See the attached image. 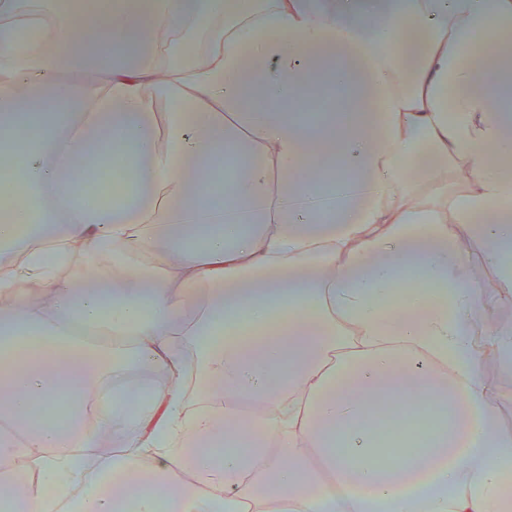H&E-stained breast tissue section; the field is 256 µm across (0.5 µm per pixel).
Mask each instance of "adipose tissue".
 <instances>
[{"mask_svg": "<svg viewBox=\"0 0 512 512\" xmlns=\"http://www.w3.org/2000/svg\"><path fill=\"white\" fill-rule=\"evenodd\" d=\"M25 26L45 34L20 43ZM112 44L136 63L93 70ZM319 81L348 116L307 129L292 110ZM510 81L512 0H80L49 17L0 0V127L39 111L0 177L17 202L0 222V458L44 451L0 472V512H512L507 396L485 372L492 352L512 373L496 317L512 110L493 104ZM56 95L71 120L42 111ZM111 131L136 192L92 206L85 164ZM74 247L90 275L57 276ZM86 325L111 352L72 344ZM179 336L200 349V409L174 383ZM133 365L167 384L137 413L114 396L112 450L84 454L81 391Z\"/></svg>", "mask_w": 512, "mask_h": 512, "instance_id": "obj_1", "label": "adipose tissue"}]
</instances>
